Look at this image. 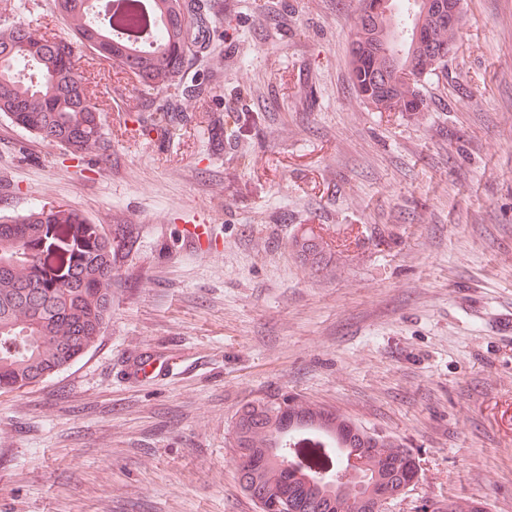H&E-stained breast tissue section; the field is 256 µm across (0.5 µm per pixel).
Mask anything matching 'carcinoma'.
<instances>
[{
    "label": "carcinoma",
    "mask_w": 512,
    "mask_h": 512,
    "mask_svg": "<svg viewBox=\"0 0 512 512\" xmlns=\"http://www.w3.org/2000/svg\"><path fill=\"white\" fill-rule=\"evenodd\" d=\"M167 26L159 44L129 48L88 19V0H55L72 38L50 40L23 26L0 37V116L74 157L104 147L107 133L95 86L72 62L73 44L115 60L145 93L174 84L192 41L193 0H160ZM445 3L429 0L419 17L423 37L387 41L384 21L355 26L353 85L379 112L427 110L422 82L439 68L438 48L453 49L458 29L443 21ZM126 231H107L65 205H40L0 217V390L16 391L69 367L98 340L112 318V279ZM295 249L314 270L332 255L304 233ZM230 447L242 493L261 512H381L416 482L411 450L367 434L330 409L301 406L286 392L240 406Z\"/></svg>",
    "instance_id": "1"
}]
</instances>
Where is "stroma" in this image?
<instances>
[{"label": "stroma", "instance_id": "1", "mask_svg": "<svg viewBox=\"0 0 512 512\" xmlns=\"http://www.w3.org/2000/svg\"><path fill=\"white\" fill-rule=\"evenodd\" d=\"M53 2L0 0V29L63 33ZM202 3L205 39L152 96L76 49L104 148L74 159L0 118V215L64 204L132 232L94 346L0 391V512H258L229 429L281 391L410 448L417 480L385 512H512V0H462L412 116L356 95L358 0ZM306 231L326 269L296 258Z\"/></svg>", "mask_w": 512, "mask_h": 512}]
</instances>
